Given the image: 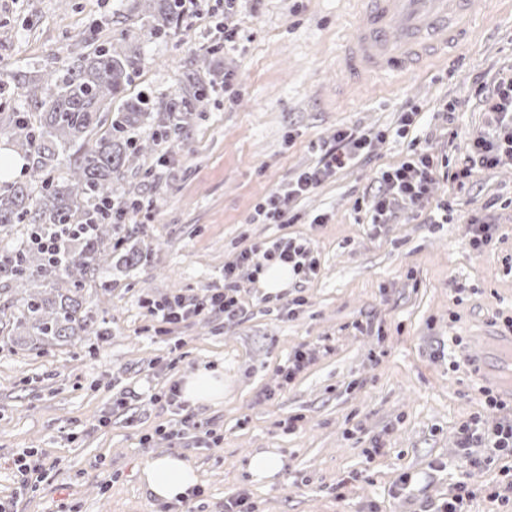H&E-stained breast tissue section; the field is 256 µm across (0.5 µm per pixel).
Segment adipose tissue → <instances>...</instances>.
<instances>
[{"label":"adipose tissue","instance_id":"obj_1","mask_svg":"<svg viewBox=\"0 0 512 512\" xmlns=\"http://www.w3.org/2000/svg\"><path fill=\"white\" fill-rule=\"evenodd\" d=\"M181 392L183 399L193 405L220 402L224 398V374L198 369L185 377ZM141 480L153 498L173 502L198 484L199 475L189 461L175 453L149 458L143 465Z\"/></svg>","mask_w":512,"mask_h":512}]
</instances>
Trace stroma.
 <instances>
[{
    "instance_id": "1",
    "label": "stroma",
    "mask_w": 512,
    "mask_h": 512,
    "mask_svg": "<svg viewBox=\"0 0 512 512\" xmlns=\"http://www.w3.org/2000/svg\"><path fill=\"white\" fill-rule=\"evenodd\" d=\"M125 4L0 0L2 111L34 109L13 89V74L37 76L74 55L81 39L122 33L140 60L132 90L174 94L196 71L216 83L178 138L164 143L155 179L123 175L155 202L136 215L133 238L152 258L114 264L103 283H92L108 336L35 353L0 335V500L13 512H162L140 473L149 457L175 452L197 468L204 494L174 512H222L241 491L257 512H426L458 475L476 489L500 480L502 462L485 444L459 457V428L478 414L493 428L512 409L482 414L470 371L449 369L448 347L455 336L494 333L495 313L512 316V164L479 170L462 191L436 179L415 212L379 232L356 202L374 194L380 173L411 144L457 164L486 132L475 88L512 72V0H491L453 63L358 90L340 86L334 63L350 33L348 0H241L231 17L224 0H209L184 32L157 40L141 38ZM222 25L239 27L244 40L225 45ZM210 46L207 68H198ZM446 101L458 107L450 125L437 114ZM409 106L420 110L416 141L374 143L364 163L297 201L298 223L251 222L255 205L314 165L338 129H392ZM446 196L448 223H427ZM320 213L328 223H312ZM485 215L498 230L494 246L478 254L468 246L470 221ZM282 237L306 243L315 275L291 278L270 300L240 271L245 319L200 317L159 334L144 300L204 296L223 287L235 252ZM298 296L302 306L288 315L284 303ZM302 346L316 359L283 384L278 367ZM200 366L223 370V401L169 403V387ZM129 389L139 398L117 405ZM187 415L193 427L170 435ZM209 429L219 443L204 442ZM24 451L48 476L19 497L13 462ZM260 451L283 458L269 484L246 471ZM404 473L412 481L402 491Z\"/></svg>"
}]
</instances>
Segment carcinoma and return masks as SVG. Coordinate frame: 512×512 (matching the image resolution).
<instances>
[{
  "instance_id": "carcinoma-1",
  "label": "carcinoma",
  "mask_w": 512,
  "mask_h": 512,
  "mask_svg": "<svg viewBox=\"0 0 512 512\" xmlns=\"http://www.w3.org/2000/svg\"><path fill=\"white\" fill-rule=\"evenodd\" d=\"M127 11L146 21L141 35L176 34L182 24L176 0H127ZM138 58L121 47L87 44L80 53L42 75L16 76L35 112H0V139L26 160V179L0 180V248L3 291L0 332L31 351L63 345L73 336L104 335L105 319L93 310L87 284L119 257L133 266L151 260L128 247L130 234L112 223L138 193L120 183L129 169L178 130L183 114L197 111L205 96L198 82L164 98L126 92ZM39 234L56 241L48 255L32 242Z\"/></svg>"
}]
</instances>
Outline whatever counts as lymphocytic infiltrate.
Segmentation results:
<instances>
[{"mask_svg": "<svg viewBox=\"0 0 512 512\" xmlns=\"http://www.w3.org/2000/svg\"><path fill=\"white\" fill-rule=\"evenodd\" d=\"M491 115L486 136L473 140L468 157L458 166H450L448 159H435L422 149L412 150L402 163L383 170L379 187L366 204L371 224H388L398 211L416 206L430 192L437 174L465 188L476 169L492 168L503 162H512V77H502L494 82L485 97ZM374 139L373 134L356 128L337 130L317 163L298 172L289 179L284 189L269 195L256 205L254 220L264 224H290L293 204L335 177L347 166L367 158ZM280 260L288 264L292 274L311 275L316 271V261L304 245L281 238L271 245L253 246L241 250L233 260L224 265L223 288L211 291L202 298L181 294L162 302H147L151 316L161 324L176 326L198 317L224 316L225 320L245 318L248 310L239 295L238 272L249 267L260 271L265 262ZM487 441L499 456L512 458V421L500 423L492 431H483L480 417H473L460 429V450L471 448L473 443Z\"/></svg>", "mask_w": 512, "mask_h": 512, "instance_id": "lymphocytic-infiltrate-1", "label": "lymphocytic infiltrate"}]
</instances>
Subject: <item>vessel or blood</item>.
I'll return each instance as SVG.
<instances>
[{"instance_id": "b4317fda", "label": "vessel or blood", "mask_w": 512, "mask_h": 512, "mask_svg": "<svg viewBox=\"0 0 512 512\" xmlns=\"http://www.w3.org/2000/svg\"><path fill=\"white\" fill-rule=\"evenodd\" d=\"M352 33L336 52V71L360 85L383 77H405L447 60L468 41L490 0H349ZM477 343L489 364L476 381L512 396V336H481Z\"/></svg>"}]
</instances>
